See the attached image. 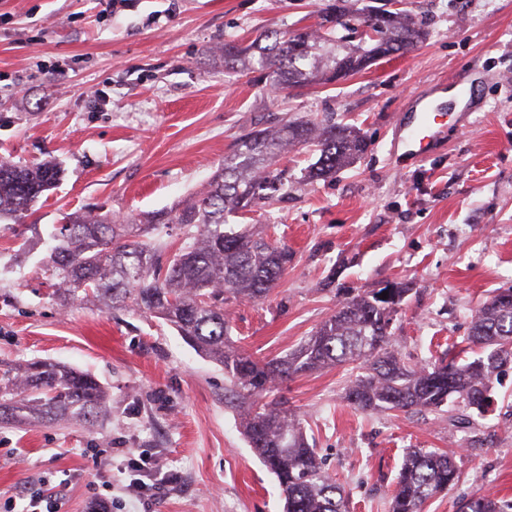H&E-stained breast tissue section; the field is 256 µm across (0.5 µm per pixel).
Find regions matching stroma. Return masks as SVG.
Listing matches in <instances>:
<instances>
[{
    "label": "stroma",
    "mask_w": 512,
    "mask_h": 512,
    "mask_svg": "<svg viewBox=\"0 0 512 512\" xmlns=\"http://www.w3.org/2000/svg\"><path fill=\"white\" fill-rule=\"evenodd\" d=\"M325 0H0V160L63 169L24 227L0 224V361L48 358L109 394L94 427L0 426V512L26 491L57 512H283L278 484L243 436L221 366L161 320L82 302L61 308L39 235L87 209L139 217L203 190L248 129L333 115L367 152L325 180L310 146L277 164L285 186L245 222L291 254L259 300L226 307L231 338L257 358L296 347L346 300L410 283L391 344L434 365L463 344L473 311L512 288V0H401L429 35L348 79L291 93L264 69L207 55L227 39L317 26ZM472 84L466 119L446 104L444 135L423 160L394 140L412 96ZM329 368L277 391L344 487L347 512H388L408 448L454 450L458 483L426 512L463 499H512V368L487 416L372 413L345 399Z\"/></svg>",
    "instance_id": "obj_1"
}]
</instances>
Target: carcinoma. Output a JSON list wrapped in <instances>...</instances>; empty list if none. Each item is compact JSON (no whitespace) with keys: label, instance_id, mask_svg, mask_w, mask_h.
Listing matches in <instances>:
<instances>
[{"label":"carcinoma","instance_id":"1","mask_svg":"<svg viewBox=\"0 0 512 512\" xmlns=\"http://www.w3.org/2000/svg\"><path fill=\"white\" fill-rule=\"evenodd\" d=\"M338 7L334 26L270 31L248 46L228 42L224 63L256 64L272 70L279 88L300 89L319 77L353 75L387 51L411 50L427 32L408 14L389 12L377 36L344 35L356 29ZM296 145H311L319 156L307 176L321 180L362 155L366 142L347 124L330 118L286 121L274 129H249L195 199L143 219H118L109 213L78 211L56 224L43 264L55 281L62 306L96 301L105 308H131L159 318L201 356L224 368L233 392L250 403L243 433L263 465L276 478L284 512H346L345 490L324 469L301 422L273 398L284 381L329 367L348 366L346 399L357 411L437 412L456 403L486 412L502 368L512 363V289L501 290L475 312L468 336L477 357L460 363L419 367L407 362L391 343L397 307L409 294L394 284L390 299L373 288L343 303L296 348L280 357L257 360L232 346L224 315L227 295L266 297L288 268L285 245L236 230L229 214L255 211L279 190L276 163ZM61 168L52 161L18 166L0 161V223L19 224L33 213L45 192L57 187ZM161 224L184 229L179 248L167 249L157 237ZM112 419L106 388L88 373L49 360L0 366V425L75 421L88 427ZM459 479L452 452L408 448L391 497L390 512H425L427 502ZM459 512H512V501L491 496L464 500Z\"/></svg>","mask_w":512,"mask_h":512}]
</instances>
